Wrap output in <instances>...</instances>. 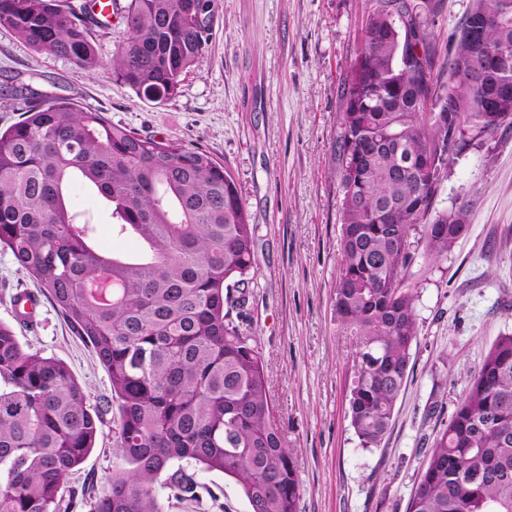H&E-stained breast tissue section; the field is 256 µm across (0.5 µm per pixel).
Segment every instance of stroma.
<instances>
[{
    "mask_svg": "<svg viewBox=\"0 0 512 512\" xmlns=\"http://www.w3.org/2000/svg\"><path fill=\"white\" fill-rule=\"evenodd\" d=\"M472 0H430L433 46H448ZM128 0H112V20L92 26L102 68L77 69L38 53L0 26V127L21 117L22 86L72 98L140 135L208 151L233 176L257 227V265L239 322L257 338L278 427L293 448L298 512H406L418 468L453 405L498 336L512 334V128L489 154L457 160L437 207L469 201V229L438 262L415 254L406 275L417 284L419 334L392 427L376 448H362L350 425L356 338L336 314L343 80L362 38L369 0H215L212 36L177 93L157 104L116 82L107 64L126 37ZM68 201L93 213L99 248L131 252L135 239L112 232L100 197L73 182ZM37 294L33 325L18 321L13 294ZM40 283L0 251V322L27 350L63 360L91 403L110 393L106 370L41 296ZM114 426L104 421L96 446L67 478L88 486L77 512L123 468ZM203 488L192 501L163 499V512H251L242 488L217 471H195Z\"/></svg>",
    "mask_w": 512,
    "mask_h": 512,
    "instance_id": "1",
    "label": "stroma"
}]
</instances>
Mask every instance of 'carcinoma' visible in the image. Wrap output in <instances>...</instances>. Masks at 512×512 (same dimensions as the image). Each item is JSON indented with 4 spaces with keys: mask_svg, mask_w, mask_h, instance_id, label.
I'll use <instances>...</instances> for the list:
<instances>
[{
    "mask_svg": "<svg viewBox=\"0 0 512 512\" xmlns=\"http://www.w3.org/2000/svg\"><path fill=\"white\" fill-rule=\"evenodd\" d=\"M214 0H130L115 80L152 102L200 62ZM88 13L68 0H0V26L37 52L102 67ZM434 12L418 0H370L343 83L337 142L342 200L337 315L357 339L350 424L380 445L409 373L417 286L402 273L410 238L429 259L468 231V206L436 208L461 156L490 151L512 127V0H472L444 61ZM23 119L0 130V249L36 278L110 381L115 444L126 464L94 512H162L200 485L186 461L235 479L252 512H297L293 450L275 424L256 337L232 311L256 264V225L233 177L208 152L143 137L56 94H17ZM79 180L111 207L113 230L143 249L109 254L71 210ZM102 420L66 363L22 347L0 324V512H72L68 475ZM407 512H512V334L497 338L420 463Z\"/></svg>",
    "mask_w": 512,
    "mask_h": 512,
    "instance_id": "carcinoma-1",
    "label": "carcinoma"
}]
</instances>
